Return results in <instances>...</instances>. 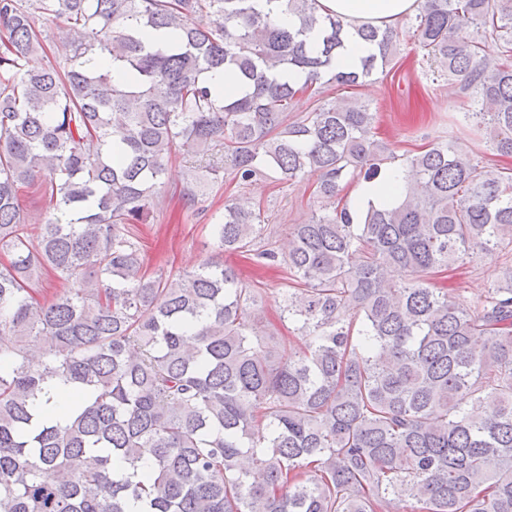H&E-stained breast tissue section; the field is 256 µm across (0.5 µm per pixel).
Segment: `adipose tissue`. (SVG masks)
<instances>
[{
  "instance_id": "adipose-tissue-1",
  "label": "adipose tissue",
  "mask_w": 512,
  "mask_h": 512,
  "mask_svg": "<svg viewBox=\"0 0 512 512\" xmlns=\"http://www.w3.org/2000/svg\"><path fill=\"white\" fill-rule=\"evenodd\" d=\"M321 12L342 18L349 28L394 26L417 13L420 0H318Z\"/></svg>"
}]
</instances>
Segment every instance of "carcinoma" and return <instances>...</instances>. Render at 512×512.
Listing matches in <instances>:
<instances>
[{
  "label": "carcinoma",
  "instance_id": "obj_1",
  "mask_svg": "<svg viewBox=\"0 0 512 512\" xmlns=\"http://www.w3.org/2000/svg\"><path fill=\"white\" fill-rule=\"evenodd\" d=\"M61 17L79 34L62 70L35 63ZM412 28L472 92L465 126L512 156V0H421ZM356 34L373 50L342 72L344 24L317 0H0V512H512V265L476 304L433 282L512 252V169L451 130L401 159L391 204H336L396 159L375 113L288 109L386 70L400 28ZM224 67L232 98L206 79ZM218 142L236 183L313 174L332 205L285 256L259 208L229 199L212 225L219 253L288 269L286 356L232 267L149 276L130 232L176 147ZM215 178L192 168L186 207ZM31 186L53 208L35 234Z\"/></svg>",
  "mask_w": 512,
  "mask_h": 512
}]
</instances>
